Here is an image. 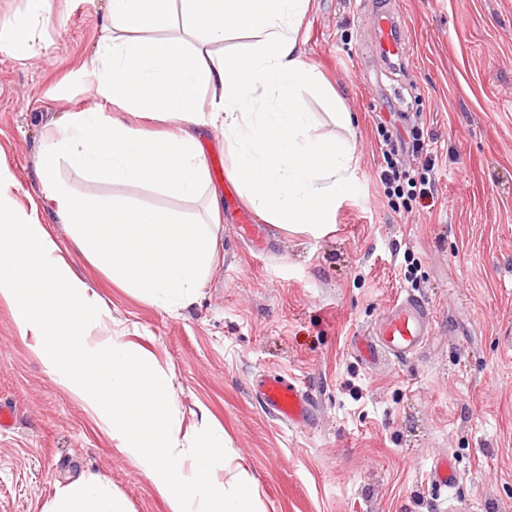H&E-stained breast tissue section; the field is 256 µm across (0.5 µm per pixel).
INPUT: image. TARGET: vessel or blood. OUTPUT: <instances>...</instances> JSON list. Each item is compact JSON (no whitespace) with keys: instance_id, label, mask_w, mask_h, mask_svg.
<instances>
[{"instance_id":"b4317fda","label":"vessel or blood","mask_w":512,"mask_h":512,"mask_svg":"<svg viewBox=\"0 0 512 512\" xmlns=\"http://www.w3.org/2000/svg\"><path fill=\"white\" fill-rule=\"evenodd\" d=\"M374 14V52L385 61L404 62L407 48L398 21L384 4L376 6ZM432 322V311L422 299L413 296L397 299L373 335L354 338L353 350L371 367L389 359L397 363L406 361L424 347L430 337ZM256 391L276 419L297 428L312 423L315 405L298 381L267 373L261 376ZM430 481L447 490L457 484L458 471L450 456H434Z\"/></svg>"}]
</instances>
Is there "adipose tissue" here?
<instances>
[{"instance_id":"ef3b65f1","label":"adipose tissue","mask_w":512,"mask_h":512,"mask_svg":"<svg viewBox=\"0 0 512 512\" xmlns=\"http://www.w3.org/2000/svg\"><path fill=\"white\" fill-rule=\"evenodd\" d=\"M0 26V51L31 53L48 0ZM97 50L96 93L115 113L79 112L45 141L39 178L76 247L120 287L174 312L193 303L216 262L221 210L198 150V128H218L232 156L230 177L248 204L280 227L320 231L332 224L336 197L350 183L353 117L303 61L297 33L308 0H109ZM180 27L159 41L151 31ZM234 35L249 52L213 54ZM319 96L341 137L313 136L300 91ZM150 112L171 131L152 134L125 113ZM67 164L86 180L205 197L204 219L143 208L124 196H83L57 178ZM12 175L0 163V302L31 350L117 448L148 476L168 512H266L245 465L200 409V429L177 425L176 387L148 353L107 326L99 295L70 270L38 205L17 207ZM49 512H127L124 500L89 476L57 488Z\"/></svg>"}]
</instances>
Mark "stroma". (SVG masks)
I'll return each mask as SVG.
<instances>
[{
	"mask_svg": "<svg viewBox=\"0 0 512 512\" xmlns=\"http://www.w3.org/2000/svg\"><path fill=\"white\" fill-rule=\"evenodd\" d=\"M368 0H309L299 46L355 122L357 162L321 235L265 224L233 230L245 200L226 175L221 131L199 146L218 194L217 265L197 301L168 313L112 282L75 246L37 175L51 121L93 109L90 73L109 0H50L29 56L0 52V160L16 204H38L73 273L103 299L106 324L149 352L177 388L182 430L206 407L256 480L267 512H512V0H392L404 65L370 56ZM437 146L433 199L387 198L382 129ZM57 177L80 194L121 195L195 219L204 200ZM420 297L432 334L408 361L368 368L351 348L395 300ZM298 380L316 406L308 427L272 418L261 375ZM0 512H45L57 485L93 475L128 512H168L151 480L32 355L0 303ZM452 457L458 485L428 471Z\"/></svg>",
	"mask_w": 512,
	"mask_h": 512,
	"instance_id": "obj_1",
	"label": "stroma"
}]
</instances>
